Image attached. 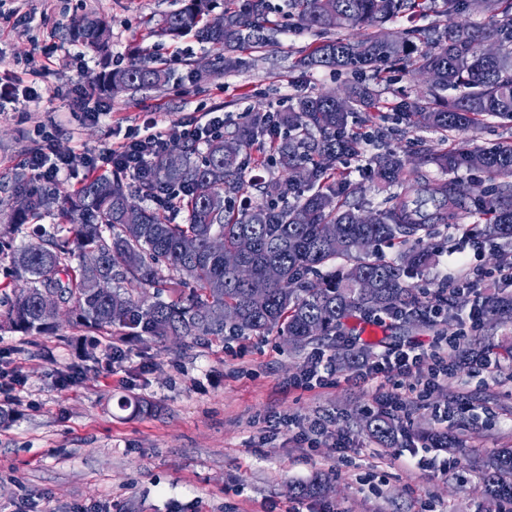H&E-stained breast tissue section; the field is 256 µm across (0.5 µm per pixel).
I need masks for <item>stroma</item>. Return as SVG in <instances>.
<instances>
[{"label": "stroma", "instance_id": "1", "mask_svg": "<svg viewBox=\"0 0 512 512\" xmlns=\"http://www.w3.org/2000/svg\"><path fill=\"white\" fill-rule=\"evenodd\" d=\"M180 0H0V86L20 89L25 66L47 44L65 49L54 58L45 86L52 101L19 102L0 111V231L7 227L20 190L36 189L26 167L38 148L69 156L73 165L51 190L73 193L86 180L89 156L113 147L156 119L175 142L184 124L219 105L225 132L254 110L283 111L298 98L343 93L369 74H335L305 69L298 59L315 42L313 32L276 20L274 44L240 53L239 66L215 79L189 80V64L211 68L216 53L194 36L150 35L149 21L178 8ZM104 22L108 54L74 41L75 21ZM170 69L168 84L136 93L97 94L105 113L90 119L70 111L66 95L91 84L105 60L126 64L135 50ZM84 56L79 71L75 56ZM430 93L428 76L403 69L382 87L383 115L354 113L352 129L369 134L367 156L341 161L363 210L381 207L390 193L369 164L378 146L412 157L447 145L475 149L512 142V127L491 122L449 137L409 129L396 120V107ZM429 244L433 259L412 280L417 291L435 288L446 270L466 257L464 276L481 282L480 294H458L431 321L400 319L365 324L358 338L381 353L403 345L428 349L440 331L465 330L467 349L489 348L497 366L459 365L431 389L426 401H410L395 423L394 441L372 437L366 428L372 387L351 377L350 364L320 345L295 350L277 333L225 336L223 342L191 344L148 336L87 335L66 318L28 335L0 321V385L15 383L22 406L0 395V512H488L481 491L485 463L512 448V321L469 314L479 301L512 294L497 280V245L461 238L438 226ZM123 358L110 356L112 346ZM322 357L335 374L323 387L297 385L308 361ZM140 396L155 413L132 415L122 399ZM467 402L447 413L450 401ZM325 415L350 449L338 455L328 438L300 440L296 426ZM447 430L462 446L431 447L428 435ZM449 460L447 472L422 470L411 457ZM322 473L326 491L303 498L293 485Z\"/></svg>", "mask_w": 512, "mask_h": 512}]
</instances>
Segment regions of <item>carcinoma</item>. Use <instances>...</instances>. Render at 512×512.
Returning a JSON list of instances; mask_svg holds the SVG:
<instances>
[{"label": "carcinoma", "mask_w": 512, "mask_h": 512, "mask_svg": "<svg viewBox=\"0 0 512 512\" xmlns=\"http://www.w3.org/2000/svg\"><path fill=\"white\" fill-rule=\"evenodd\" d=\"M183 6L155 22L160 36L192 33L217 51L226 68L236 61L229 53L272 42L268 0H231V7L213 19L205 15L220 7L218 0H182ZM288 17L305 29L322 33L331 28L365 30L347 39L329 38L303 55L297 65L354 73L370 71L380 86L382 66L405 60L418 71H433V89L458 92L441 108L436 101L415 100L400 106V118L413 128L441 134L463 133L482 121L512 122V0H494L492 24L451 22L462 13L477 14L489 0H442L444 28H410L393 38L384 26L394 19L427 10V0H285ZM100 24L86 18L73 40L103 49ZM497 45L493 54L484 44ZM425 45L418 50L417 44ZM167 70L134 57L99 78L105 91L128 92L160 88L169 82ZM376 90L351 89L344 98L329 93L306 96L286 112H254L229 136L209 140L206 150L174 144L158 154L130 191L125 173L93 175L72 195L62 198L28 192L25 204L11 217L20 226L38 221L57 209L59 223L42 226L35 240L14 250V267L27 275L14 293L7 320L27 334L45 330L52 316L39 304L48 290L59 293L61 306L73 324L92 330L137 329L154 337L265 336L278 330L294 345H323L350 361L367 353H350L338 344L349 319L398 309L407 323L427 320L426 301L410 279L430 261L426 241L436 226L454 224L466 236L480 235L512 245V143L480 150L458 146L428 153L413 164L401 151L388 147L371 157L378 177L395 188L371 224L361 222L358 206L349 202L351 181L337 172V162L364 152V138L348 129L353 110L377 109ZM268 145V161L282 174L277 198L239 211L232 202L258 186L242 179L254 146ZM452 174L438 183L426 166ZM478 169L484 186L459 177ZM305 170L306 191H299L296 172ZM159 199L143 206L135 195ZM185 212V222L161 212ZM474 218L460 225V213ZM339 226V236L326 229ZM224 238V254H212L207 242ZM197 241L196 253L186 254L181 242ZM253 241L241 263L260 278L268 266L279 269L280 280L266 284L263 295L226 264L240 240ZM399 244L395 259H386L382 246ZM102 259L94 271L85 267L88 254ZM77 264H72L73 260ZM370 278L377 288L364 294L357 288ZM140 288L156 289L147 299ZM483 315L512 319V300L489 302ZM380 441L392 438L396 427L385 413L370 423ZM485 495L501 506L512 504V448L490 461L483 473Z\"/></svg>", "instance_id": "carcinoma-1"}]
</instances>
